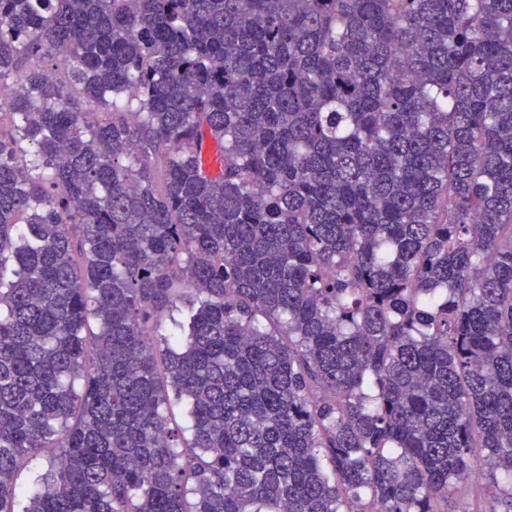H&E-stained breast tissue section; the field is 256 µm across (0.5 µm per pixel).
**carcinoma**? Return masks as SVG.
<instances>
[{"label": "carcinoma", "mask_w": 512, "mask_h": 512, "mask_svg": "<svg viewBox=\"0 0 512 512\" xmlns=\"http://www.w3.org/2000/svg\"><path fill=\"white\" fill-rule=\"evenodd\" d=\"M5 85L0 512H512V0H0ZM54 455L55 453L52 448H46L36 455L30 464V469H27L18 475V486L22 490H28L35 487L34 477L40 473L44 474L50 469V461Z\"/></svg>", "instance_id": "1"}]
</instances>
